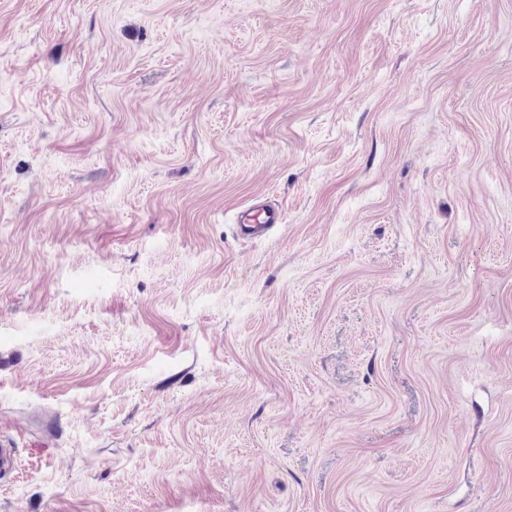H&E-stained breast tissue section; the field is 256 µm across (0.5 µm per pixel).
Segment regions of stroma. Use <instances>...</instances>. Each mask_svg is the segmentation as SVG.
<instances>
[{
    "mask_svg": "<svg viewBox=\"0 0 512 512\" xmlns=\"http://www.w3.org/2000/svg\"><path fill=\"white\" fill-rule=\"evenodd\" d=\"M0 438V512H512V0H0ZM282 221V211L279 207L260 202L240 208L235 216L239 235L243 238L268 231Z\"/></svg>",
    "mask_w": 512,
    "mask_h": 512,
    "instance_id": "stroma-1",
    "label": "stroma"
}]
</instances>
